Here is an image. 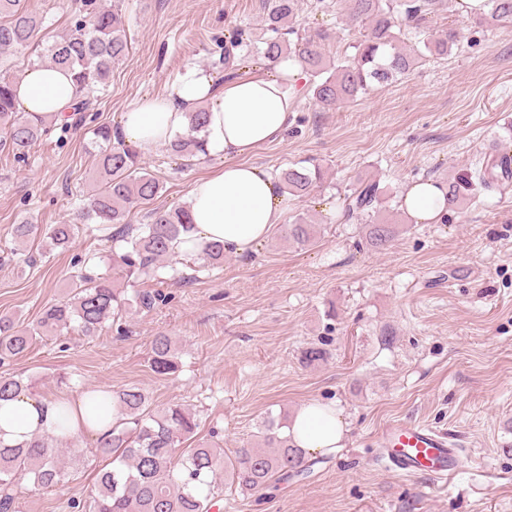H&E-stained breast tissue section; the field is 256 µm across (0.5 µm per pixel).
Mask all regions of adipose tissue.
<instances>
[{"mask_svg":"<svg viewBox=\"0 0 512 512\" xmlns=\"http://www.w3.org/2000/svg\"><path fill=\"white\" fill-rule=\"evenodd\" d=\"M274 75L226 78L215 84L200 70H186L167 95L147 96L122 116L126 143L150 151L171 144L187 133L188 114L207 103L204 128L209 154L224 155L215 173L196 178L189 189L194 229L178 245L179 252L195 253L202 244H223L225 252L251 253L278 224L288 207L283 184L265 167L242 162V155L275 141L295 115V85L303 70L298 58L283 57ZM17 106L24 112L63 115L76 99L78 88L70 72L36 65L16 86ZM447 188L433 179L413 183L400 198L405 214L417 224L435 223L447 214ZM111 405L85 393L55 398L20 393L0 401V443L17 446L32 438H55L59 419H66L71 436H103L112 429ZM347 423L335 405L305 403L291 418L287 434L292 445L309 455H327L344 446Z\"/></svg>","mask_w":512,"mask_h":512,"instance_id":"ef3b65f1","label":"adipose tissue"}]
</instances>
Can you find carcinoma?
Wrapping results in <instances>:
<instances>
[{"instance_id":"carcinoma-1","label":"carcinoma","mask_w":512,"mask_h":512,"mask_svg":"<svg viewBox=\"0 0 512 512\" xmlns=\"http://www.w3.org/2000/svg\"><path fill=\"white\" fill-rule=\"evenodd\" d=\"M267 27L274 36L265 41L263 56L272 60L284 54L297 56L311 76L314 98L326 106L352 101L372 83H388L413 71L421 56L398 47L405 22L420 26L434 12L435 0H348L349 20L366 23L355 54L340 65L327 63L321 42L299 38L292 43L297 0H267ZM79 18L67 30L43 47L38 60L70 70L79 88L75 112H85L94 93L104 89L112 77V67L129 50L122 9L103 0H77ZM479 23L491 28L512 26V0H486L477 12ZM42 28V19L24 7V0H0V54L8 55L29 48ZM459 33L448 29L426 45L432 55H446L456 45ZM17 79L0 77V148H9L22 158L28 149L48 132L50 117L22 112L17 107L14 85ZM207 107L188 114L189 135L179 136L171 145L174 154L190 162L205 155L201 133L207 122ZM95 137L110 144L98 159V181L89 201L86 217L97 224L115 227L112 233L113 260L128 275L162 282L163 263L175 254L180 236L190 231L189 208H149L163 190V184L144 167L140 153L124 141L112 142V128L101 125ZM322 169L290 167L280 180L290 194L308 196L321 180ZM470 187L494 185L489 162L482 163L467 181ZM380 196L379 183L367 182L346 203V211L371 212ZM144 212L145 224H132L134 210ZM78 226L51 224L45 238L50 245L65 248L75 237ZM315 225L303 218L286 225L285 237L300 246L315 241ZM397 234L393 224L368 225V238L384 247ZM197 255L208 264L224 263V245L208 243ZM78 283L70 296L43 310L38 321L23 325L9 316H0V363L27 352L36 339L75 330L94 336L109 320L120 318L135 306L153 308L162 298L159 291L127 289L107 277L77 275ZM151 369L159 376L176 371L177 356L171 337L160 334L152 341ZM12 376H0V400L20 392H32ZM116 424L112 433L97 439L98 454L109 463L97 471L94 491L89 498L73 503L78 512H211L214 500L223 493L217 481L222 471L245 491L259 492L290 476H298L313 462L303 451L279 436L280 425L270 419L263 425L262 442L243 446L234 456L224 458L209 441L196 439L198 424L194 415L181 407H154L142 390L131 387L112 393ZM25 476L33 484L49 489L68 477L65 462L54 443L32 439L23 447L0 446V512H14L16 479Z\"/></svg>"}]
</instances>
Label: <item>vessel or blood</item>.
<instances>
[{
	"label": "vessel or blood",
	"mask_w": 512,
	"mask_h": 512,
	"mask_svg": "<svg viewBox=\"0 0 512 512\" xmlns=\"http://www.w3.org/2000/svg\"><path fill=\"white\" fill-rule=\"evenodd\" d=\"M382 446L399 473L453 475L459 467L455 445L447 436L420 425H390L382 432Z\"/></svg>",
	"instance_id": "obj_1"
}]
</instances>
